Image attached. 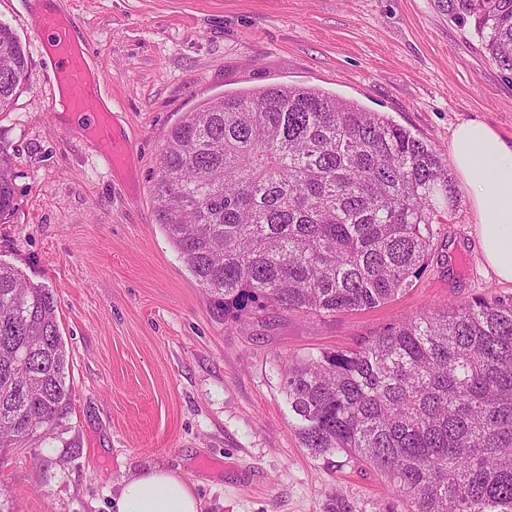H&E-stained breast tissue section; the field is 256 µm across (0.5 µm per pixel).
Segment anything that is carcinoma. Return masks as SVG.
Listing matches in <instances>:
<instances>
[{
  "instance_id": "cac0c4a2",
  "label": "carcinoma",
  "mask_w": 512,
  "mask_h": 512,
  "mask_svg": "<svg viewBox=\"0 0 512 512\" xmlns=\"http://www.w3.org/2000/svg\"><path fill=\"white\" fill-rule=\"evenodd\" d=\"M473 21L512 76V0H437ZM29 80L0 22V112ZM0 150V218L13 209ZM455 187L431 144L312 88L228 94L171 129L154 216L224 322L269 310L321 321L412 286ZM52 289L0 262V451L48 435L71 404ZM294 429L315 457L376 471L408 512H512V299L434 307L349 350L288 359Z\"/></svg>"
}]
</instances>
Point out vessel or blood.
I'll list each match as a JSON object with an SVG mask.
<instances>
[{"instance_id": "vessel-or-blood-1", "label": "vessel or blood", "mask_w": 512, "mask_h": 512, "mask_svg": "<svg viewBox=\"0 0 512 512\" xmlns=\"http://www.w3.org/2000/svg\"><path fill=\"white\" fill-rule=\"evenodd\" d=\"M35 36L45 53L59 62L51 84L52 104L83 124L111 167L124 165L127 143L112 129V113L102 104L100 78L89 65L91 47L75 38L71 15L63 11L43 14Z\"/></svg>"}]
</instances>
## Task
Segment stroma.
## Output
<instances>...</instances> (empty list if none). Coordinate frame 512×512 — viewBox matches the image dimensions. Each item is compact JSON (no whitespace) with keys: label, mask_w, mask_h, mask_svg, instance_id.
Returning a JSON list of instances; mask_svg holds the SVG:
<instances>
[{"label":"stroma","mask_w":512,"mask_h":512,"mask_svg":"<svg viewBox=\"0 0 512 512\" xmlns=\"http://www.w3.org/2000/svg\"><path fill=\"white\" fill-rule=\"evenodd\" d=\"M30 2L0 0L29 61L27 84L0 112L16 173L0 261L53 290L72 405L61 427L7 451L0 504L108 512L123 479L153 463L194 482L204 512H406L377 472L301 448L280 365L353 348L430 307L512 298V283L480 260L465 187L434 227L427 268L393 300L322 321L275 313L231 326L155 223L152 186L184 113L275 85L357 101L443 155L471 119L511 144L512 83L470 26L435 0H58L90 41L130 142L116 173L52 109L57 64L34 35Z\"/></svg>","instance_id":"obj_1"}]
</instances>
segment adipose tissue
I'll return each mask as SVG.
<instances>
[{
	"label": "adipose tissue",
	"instance_id": "adipose-tissue-1",
	"mask_svg": "<svg viewBox=\"0 0 512 512\" xmlns=\"http://www.w3.org/2000/svg\"><path fill=\"white\" fill-rule=\"evenodd\" d=\"M450 158L468 192L482 263L512 282V145L486 123L469 120L452 132ZM194 484L150 464L124 480L114 512H202Z\"/></svg>",
	"mask_w": 512,
	"mask_h": 512
}]
</instances>
